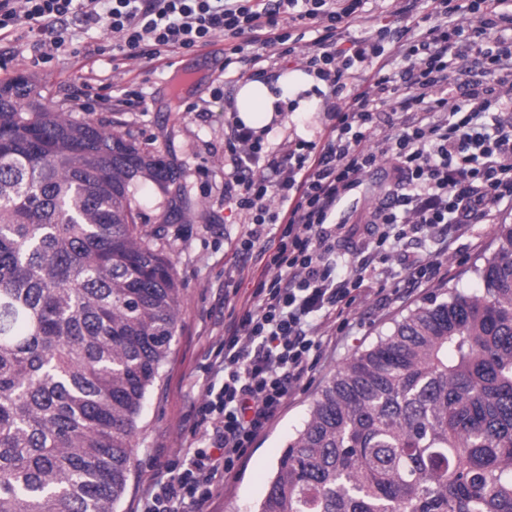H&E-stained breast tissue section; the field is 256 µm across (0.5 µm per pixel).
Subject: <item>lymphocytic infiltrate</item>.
<instances>
[{
	"label": "lymphocytic infiltrate",
	"instance_id": "obj_1",
	"mask_svg": "<svg viewBox=\"0 0 512 512\" xmlns=\"http://www.w3.org/2000/svg\"><path fill=\"white\" fill-rule=\"evenodd\" d=\"M366 0H0V32L35 27L46 54L70 39L59 23L75 18L84 31L112 34L128 59L162 61L224 40V65L237 77L264 62L266 50L329 83L334 123L323 143H296L285 154L266 150L242 123L225 135L229 170L224 202L251 217L242 244L256 251L268 276L256 302L243 305L224 331L218 367L197 409L209 447L194 448L186 467L154 483L143 512H190L211 497L254 438L280 413L312 368L315 319L343 320L372 288L376 268L404 239L442 225L491 224L512 208V0H417L397 8L399 31L343 42L342 31ZM315 38L300 44L307 32ZM397 37L399 55L385 54ZM362 71L359 82L348 79ZM478 72L462 96L449 71ZM390 163V183L377 208L351 223H333L341 202L363 193L366 172ZM278 197L283 212L269 208ZM283 230L264 244L266 225ZM359 239L368 261L337 279L332 243Z\"/></svg>",
	"mask_w": 512,
	"mask_h": 512
}]
</instances>
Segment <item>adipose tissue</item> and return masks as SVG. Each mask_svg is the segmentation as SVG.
I'll use <instances>...</instances> for the list:
<instances>
[{
  "mask_svg": "<svg viewBox=\"0 0 512 512\" xmlns=\"http://www.w3.org/2000/svg\"><path fill=\"white\" fill-rule=\"evenodd\" d=\"M316 84V78L305 72L274 79L257 77L241 83L235 94L238 118L250 128H262L271 121L275 112L287 107L286 88L301 92L312 89Z\"/></svg>",
  "mask_w": 512,
  "mask_h": 512,
  "instance_id": "obj_1",
  "label": "adipose tissue"
}]
</instances>
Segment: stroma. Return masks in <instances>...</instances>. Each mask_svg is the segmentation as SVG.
Segmentation results:
<instances>
[{
    "instance_id": "obj_1",
    "label": "stroma",
    "mask_w": 512,
    "mask_h": 512,
    "mask_svg": "<svg viewBox=\"0 0 512 512\" xmlns=\"http://www.w3.org/2000/svg\"><path fill=\"white\" fill-rule=\"evenodd\" d=\"M395 0H367L363 13L347 37L368 36L385 23L400 24ZM74 34L67 50L46 57L34 34L20 27L0 34V82L28 76L44 103L85 121L114 119L121 132L143 148L160 152L182 172L170 188L177 198L179 217L161 224L160 211L146 205L143 222L160 229L161 244L175 264L181 286L179 328L161 381L148 396L136 436L135 461L118 512H142L149 483L178 460L188 444L205 446V432L196 426V411L214 378L215 353L224 340V327L233 309L251 299L265 275L255 255L242 250L240 241L250 229L247 214L224 204V132L235 119L225 111L239 85L225 78L223 57L205 58L200 52H180L148 64L112 53V36L104 30L85 36L74 20H66ZM222 100H215V88ZM136 90L148 102L138 107L114 108L112 98L121 90ZM317 103L300 111L298 97L288 99L264 136L267 149L281 150L289 141H322L332 125L327 110L328 90L311 91ZM451 244L442 264L421 288L407 281L408 268L418 258L435 256L442 238ZM497 247L494 227L472 224L465 232L437 228L406 240L390 252L375 289L355 305L346 326L321 327L320 360L298 385L281 413L254 440L235 472L217 484L212 496L195 512H253L277 464L283 446L308 416L310 403L324 381L357 350L387 333L394 318L446 283L464 293L479 291L472 272L477 259Z\"/></svg>"
}]
</instances>
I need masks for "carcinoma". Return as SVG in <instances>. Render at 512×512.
I'll return each instance as SVG.
<instances>
[{"mask_svg": "<svg viewBox=\"0 0 512 512\" xmlns=\"http://www.w3.org/2000/svg\"><path fill=\"white\" fill-rule=\"evenodd\" d=\"M112 122L0 83V512H116L181 288L145 192L180 178ZM321 386L255 512H512V224Z\"/></svg>", "mask_w": 512, "mask_h": 512, "instance_id": "carcinoma-1", "label": "carcinoma"}]
</instances>
